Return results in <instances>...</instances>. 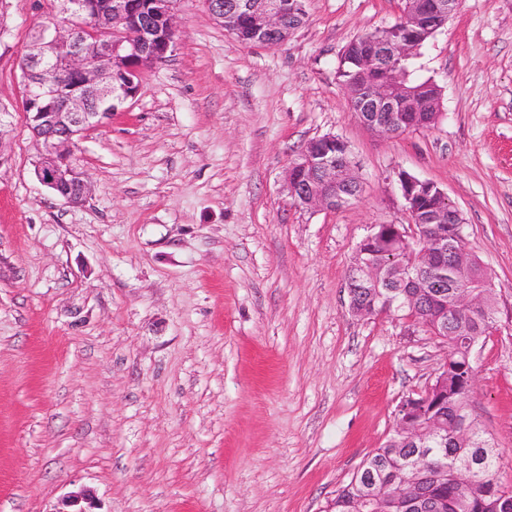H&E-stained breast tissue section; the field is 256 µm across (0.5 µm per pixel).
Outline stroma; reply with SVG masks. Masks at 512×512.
I'll return each mask as SVG.
<instances>
[{
	"label": "stroma",
	"instance_id": "1",
	"mask_svg": "<svg viewBox=\"0 0 512 512\" xmlns=\"http://www.w3.org/2000/svg\"><path fill=\"white\" fill-rule=\"evenodd\" d=\"M402 0H306L283 46L238 42L177 0L176 46L124 111L78 140L90 184L43 186L21 63L46 0H0V512H325L392 434L448 347L396 314L358 317L347 273L373 225L409 228L405 171L443 189L512 315V0H461L414 60L442 90L429 129L352 112L344 48ZM326 134L364 191L307 210L288 162ZM472 408L512 480V338L478 353Z\"/></svg>",
	"mask_w": 512,
	"mask_h": 512
}]
</instances>
